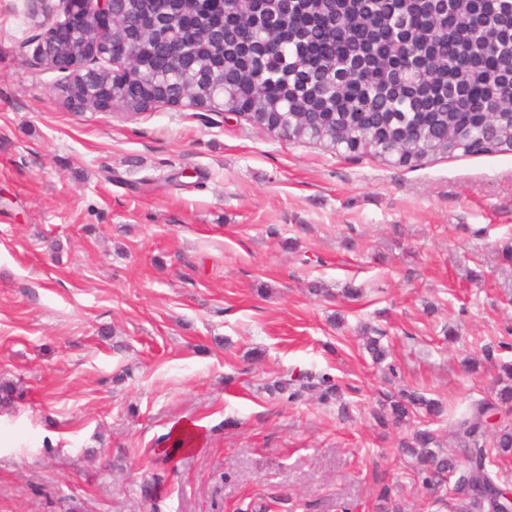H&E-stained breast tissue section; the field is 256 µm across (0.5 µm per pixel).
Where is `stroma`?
I'll return each instance as SVG.
<instances>
[{"label":"stroma","instance_id":"1","mask_svg":"<svg viewBox=\"0 0 512 512\" xmlns=\"http://www.w3.org/2000/svg\"><path fill=\"white\" fill-rule=\"evenodd\" d=\"M26 32L0 0V512H377L385 485L448 512L369 411L493 398L466 361L512 333V151L399 166L222 112L76 113ZM303 371L348 414L270 391ZM369 333L377 336H369ZM365 334L366 336H362L364 349L370 354L375 364L381 365L388 356V351L381 342L384 337L383 332L379 329L366 327Z\"/></svg>","mask_w":512,"mask_h":512}]
</instances>
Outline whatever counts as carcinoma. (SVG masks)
Returning a JSON list of instances; mask_svg holds the SVG:
<instances>
[{"label": "carcinoma", "instance_id": "1", "mask_svg": "<svg viewBox=\"0 0 512 512\" xmlns=\"http://www.w3.org/2000/svg\"><path fill=\"white\" fill-rule=\"evenodd\" d=\"M141 19L133 32L117 22L107 53L126 70L98 77L99 98L130 114L156 100L160 85L184 67L188 95L209 102L224 96V111L276 133L294 128L300 140L313 132L337 137L357 155L384 158L400 152L402 165L424 159L512 151V10L497 0H126ZM79 14L58 27V52L81 51ZM182 42L184 63L169 57L165 39ZM493 98L499 111L482 103ZM498 133L484 138V123ZM383 332L366 329L364 349L374 363L387 359ZM498 389L457 416L416 389L388 391L371 411L382 427L409 426L422 418L448 421L455 449L442 435L417 424L399 447L412 459L422 484L448 500L450 512H508L512 489L502 464L512 458V362L498 363ZM270 391L297 401L316 394L347 413L339 385L305 371L275 381ZM378 512H402L389 487L380 489Z\"/></svg>", "mask_w": 512, "mask_h": 512}]
</instances>
